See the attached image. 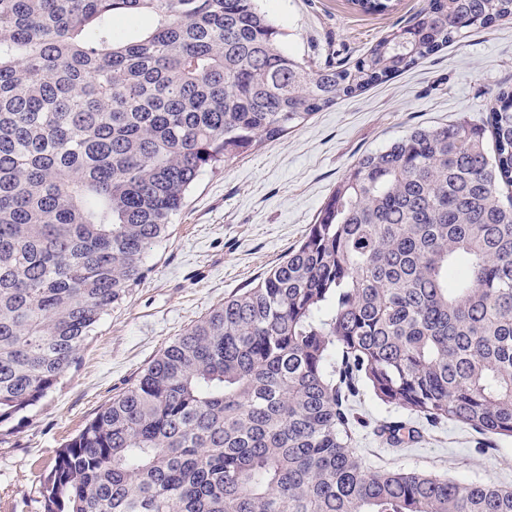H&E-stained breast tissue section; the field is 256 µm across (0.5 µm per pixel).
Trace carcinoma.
<instances>
[{
    "label": "carcinoma",
    "mask_w": 512,
    "mask_h": 512,
    "mask_svg": "<svg viewBox=\"0 0 512 512\" xmlns=\"http://www.w3.org/2000/svg\"><path fill=\"white\" fill-rule=\"evenodd\" d=\"M509 18L512 0H426L314 69L258 0H0V428L142 282L201 172ZM365 388L404 414L376 429L393 450L420 420L512 438L509 87L480 125L362 155L298 245L57 451L42 512H512L492 482L367 467Z\"/></svg>",
    "instance_id": "obj_1"
}]
</instances>
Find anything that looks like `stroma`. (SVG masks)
<instances>
[{
  "label": "stroma",
  "mask_w": 512,
  "mask_h": 512,
  "mask_svg": "<svg viewBox=\"0 0 512 512\" xmlns=\"http://www.w3.org/2000/svg\"><path fill=\"white\" fill-rule=\"evenodd\" d=\"M365 13L353 0H261L287 52L317 64L355 62L410 25L424 0ZM512 86V19L469 34L409 71L315 113L302 127L194 182L171 235L149 251L142 283L103 315L81 359L24 420L0 429V512H42L38 477L113 394L225 297L262 277L303 237L349 167L418 127L479 124L500 86ZM357 451L374 469L415 471L512 489V439L481 440L446 422L403 451L373 432L391 410L356 405Z\"/></svg>",
  "instance_id": "stroma-1"
}]
</instances>
